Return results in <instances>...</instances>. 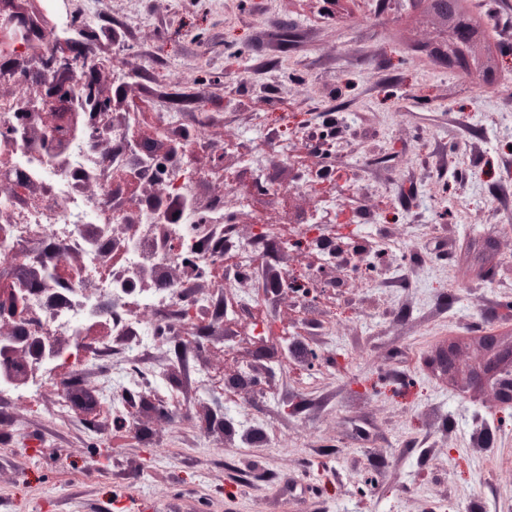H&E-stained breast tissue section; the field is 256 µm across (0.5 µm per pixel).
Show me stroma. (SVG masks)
Segmentation results:
<instances>
[{"label":"stroma","instance_id":"stroma-1","mask_svg":"<svg viewBox=\"0 0 512 512\" xmlns=\"http://www.w3.org/2000/svg\"><path fill=\"white\" fill-rule=\"evenodd\" d=\"M462 3L470 72L427 0H0L38 42L83 27L117 127L189 145L265 254L170 332L139 306L140 364L107 328L68 392L1 394L0 512H512V405L431 364L512 338V0ZM140 369L192 418L99 413Z\"/></svg>","mask_w":512,"mask_h":512}]
</instances>
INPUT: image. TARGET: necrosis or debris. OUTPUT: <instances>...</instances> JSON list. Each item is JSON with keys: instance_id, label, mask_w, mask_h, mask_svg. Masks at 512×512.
Returning a JSON list of instances; mask_svg holds the SVG:
<instances>
[{"instance_id": "obj_1", "label": "necrosis or debris", "mask_w": 512, "mask_h": 512, "mask_svg": "<svg viewBox=\"0 0 512 512\" xmlns=\"http://www.w3.org/2000/svg\"><path fill=\"white\" fill-rule=\"evenodd\" d=\"M111 137V153H100L92 139L79 137L59 157L45 155L22 137H0V163L21 168L26 178L45 186L40 201L8 200L15 223L8 235L0 236V258L15 270L14 288L27 299L19 326L28 333L80 337L91 322L108 319L115 335H137L139 323L119 310L128 297L150 305L163 319L191 315L197 302L187 283L169 279V266L187 255L202 270L224 251L223 238L196 234L203 218L199 210L183 208L174 223L150 211L142 231L125 243L120 269L109 274L99 269L98 255L114 232L113 215L106 198L85 197L81 185L132 161L145 164L130 130L113 131ZM69 250L84 252L86 264L80 278L62 283L52 267ZM30 265L43 272L40 282L24 277Z\"/></svg>"}]
</instances>
